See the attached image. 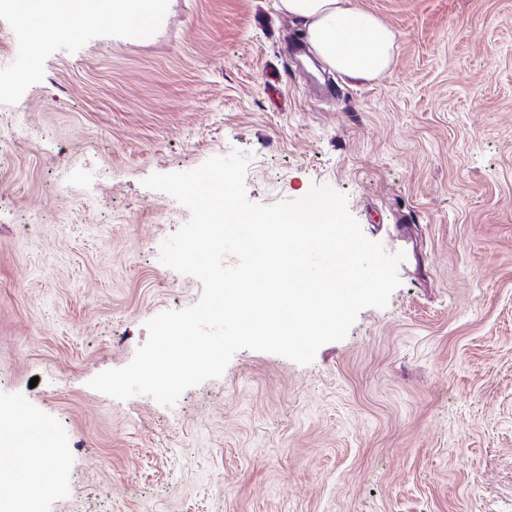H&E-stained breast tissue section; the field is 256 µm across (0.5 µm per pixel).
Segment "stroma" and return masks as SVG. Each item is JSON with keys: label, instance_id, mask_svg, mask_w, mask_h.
Segmentation results:
<instances>
[{"label": "stroma", "instance_id": "35a3bbf8", "mask_svg": "<svg viewBox=\"0 0 512 512\" xmlns=\"http://www.w3.org/2000/svg\"><path fill=\"white\" fill-rule=\"evenodd\" d=\"M390 67L299 65L276 0H167L138 38L0 8V409L52 436L37 512H512V0H356ZM248 153L246 194L326 184L404 252L386 308L307 366L238 351L174 406L91 389L202 285L154 173Z\"/></svg>", "mask_w": 512, "mask_h": 512}]
</instances>
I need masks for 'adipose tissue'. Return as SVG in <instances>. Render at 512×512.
<instances>
[{
	"instance_id": "1",
	"label": "adipose tissue",
	"mask_w": 512,
	"mask_h": 512,
	"mask_svg": "<svg viewBox=\"0 0 512 512\" xmlns=\"http://www.w3.org/2000/svg\"><path fill=\"white\" fill-rule=\"evenodd\" d=\"M166 0H11L36 38L62 32L71 19L107 20L143 33L161 16ZM278 7L301 23L314 54L329 67L353 79H372L393 60L394 32L355 0H279ZM47 486L33 473L19 470L10 459L0 460V497L14 502L18 493L35 498Z\"/></svg>"
}]
</instances>
